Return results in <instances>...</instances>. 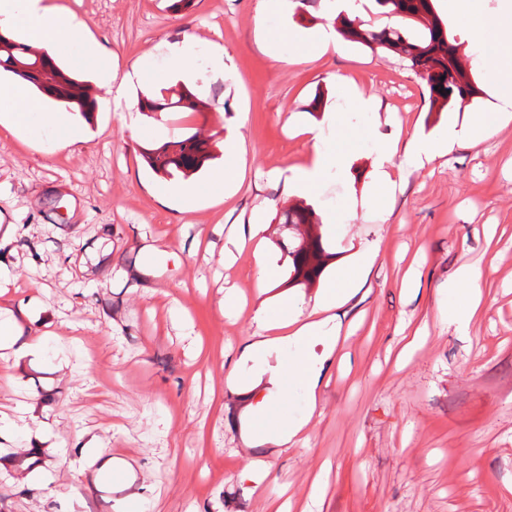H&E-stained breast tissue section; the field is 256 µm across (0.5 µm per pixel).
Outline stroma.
Wrapping results in <instances>:
<instances>
[{
	"instance_id": "35a3bbf8",
	"label": "stroma",
	"mask_w": 512,
	"mask_h": 512,
	"mask_svg": "<svg viewBox=\"0 0 512 512\" xmlns=\"http://www.w3.org/2000/svg\"><path fill=\"white\" fill-rule=\"evenodd\" d=\"M74 17L83 37L107 51L117 79L138 72L119 103L95 86L98 108L70 125L28 112L26 128L0 122V222L16 227L0 248L12 271L0 284L24 339L39 351L0 379V512H512V119L487 139L404 173L391 197L370 196L376 167L367 130L400 142L445 134L467 112H433L424 83L397 55L338 40L318 42L335 16L329 0H196L175 13L170 0H43ZM462 68L482 80L498 33L474 39L434 0ZM293 28L299 39L281 36ZM190 45L187 64L201 112L147 114L143 95L171 86L168 46ZM223 47L224 72L210 56ZM371 97L361 112L348 89ZM321 109L311 111L316 92ZM242 134L226 155L232 129ZM203 130L214 166L189 177L198 203L181 208L173 181L143 153ZM320 135L349 152L347 171L324 174L313 194L292 191L295 167ZM312 205L335 252L319 279L289 286L287 233L275 216ZM261 222L275 269L251 250L232 267L224 245L239 225ZM379 255L334 313L355 331L337 344L344 363L326 367L311 445L250 441L247 399L224 385L257 327L260 304L281 296L309 308L359 252ZM480 263L485 306L467 332L441 323L459 268ZM418 266L417 289L401 284ZM268 291L258 297L256 284ZM243 309H220L225 290ZM429 337L396 369L401 336ZM43 447L26 457L32 440ZM271 469L261 486L240 481ZM121 468L122 480H105Z\"/></svg>"
}]
</instances>
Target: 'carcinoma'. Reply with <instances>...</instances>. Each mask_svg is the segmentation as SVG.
Segmentation results:
<instances>
[{
	"label": "carcinoma",
	"instance_id": "obj_1",
	"mask_svg": "<svg viewBox=\"0 0 512 512\" xmlns=\"http://www.w3.org/2000/svg\"><path fill=\"white\" fill-rule=\"evenodd\" d=\"M382 14H394L410 21L414 29L367 28L342 12L334 20L336 32L345 40L365 47L379 45L407 63L408 68L425 83L429 111H463L478 97L480 89L460 67L455 50L435 14L432 0H374ZM36 66L42 78H30L19 65ZM4 71L28 81L39 100L70 112L88 116L97 108L91 96L89 82L75 72L65 69L46 52H36L14 37L0 34V72ZM142 112H199L200 100L189 89L176 91V100L166 97H147L140 103ZM144 160L153 172L162 177L176 173L185 176L203 169L212 156L196 135L167 141L147 150ZM282 223L306 225L316 223L314 210L309 206L287 209ZM288 283L295 286L320 277L333 258L325 247L322 235L309 236L308 243L288 247Z\"/></svg>",
	"mask_w": 512,
	"mask_h": 512
}]
</instances>
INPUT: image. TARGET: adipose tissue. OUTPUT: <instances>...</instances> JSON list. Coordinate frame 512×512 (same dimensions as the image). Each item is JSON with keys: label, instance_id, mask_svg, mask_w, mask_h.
<instances>
[{"label": "adipose tissue", "instance_id": "obj_1", "mask_svg": "<svg viewBox=\"0 0 512 512\" xmlns=\"http://www.w3.org/2000/svg\"><path fill=\"white\" fill-rule=\"evenodd\" d=\"M449 8L459 21L469 27L473 37H480L482 31L489 28L500 30L502 54L490 60L485 67L487 81L500 83L504 77L505 61L512 57V0H499L497 10L492 13L481 11L477 0H449ZM17 27L24 28L33 41L44 44L66 45L81 33L80 24L66 16L48 12L41 0H0V31ZM494 132V124L483 115L475 116L469 125L462 128L449 129L443 141L413 139L402 146L396 139L371 132L370 137L379 155V167L374 177L378 193L387 195L396 187L401 173L394 168L395 156H402L403 168L420 167L443 156L447 142L484 139ZM347 163L346 155L314 150L309 163L294 173V184L303 191H314L326 170L342 171ZM375 259V253H368L356 266L341 271L325 296L308 310H285L277 315L262 308L256 310L257 338L244 346L239 357L241 366L249 369L251 387H263L265 400L271 402L279 398L285 380L292 379L307 394L304 418L275 426L269 435L274 445L309 447L311 436L306 427L310 419L321 413L317 389L324 363L333 359L340 337V327L331 310L340 297L356 288L360 271L370 267ZM482 275L481 267L471 264L462 266L457 273L452 288L455 307L449 314V322L457 330H467L481 309L479 281ZM288 347L293 350L290 358L271 361L272 352Z\"/></svg>", "mask_w": 512, "mask_h": 512}]
</instances>
